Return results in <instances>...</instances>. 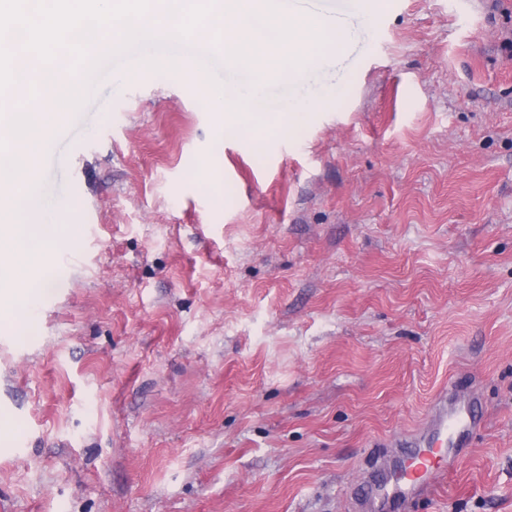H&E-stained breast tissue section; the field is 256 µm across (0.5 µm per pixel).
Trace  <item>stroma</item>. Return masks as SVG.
<instances>
[{"label": "stroma", "mask_w": 512, "mask_h": 512, "mask_svg": "<svg viewBox=\"0 0 512 512\" xmlns=\"http://www.w3.org/2000/svg\"><path fill=\"white\" fill-rule=\"evenodd\" d=\"M355 4L293 0L353 38L286 133L172 42L42 148L78 235L0 313V512H359L451 382L482 424L406 512H512V0Z\"/></svg>", "instance_id": "1"}]
</instances>
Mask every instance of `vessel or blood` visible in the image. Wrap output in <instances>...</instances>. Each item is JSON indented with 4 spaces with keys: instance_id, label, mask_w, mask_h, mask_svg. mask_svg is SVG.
Masks as SVG:
<instances>
[{
    "instance_id": "b4317fda",
    "label": "vessel or blood",
    "mask_w": 512,
    "mask_h": 512,
    "mask_svg": "<svg viewBox=\"0 0 512 512\" xmlns=\"http://www.w3.org/2000/svg\"><path fill=\"white\" fill-rule=\"evenodd\" d=\"M476 424L477 406L473 397L453 390L436 398L424 429L410 442L406 454L410 461L408 473L392 479L367 477L360 493L363 512H380L387 506L399 512L411 498L428 491L437 477L454 467Z\"/></svg>"
}]
</instances>
